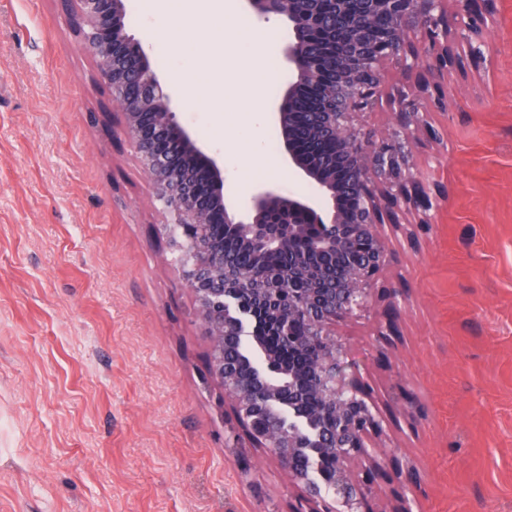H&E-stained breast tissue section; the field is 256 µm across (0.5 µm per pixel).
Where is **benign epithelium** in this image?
Returning a JSON list of instances; mask_svg holds the SVG:
<instances>
[{
  "label": "benign epithelium",
  "instance_id": "benign-epithelium-1",
  "mask_svg": "<svg viewBox=\"0 0 512 512\" xmlns=\"http://www.w3.org/2000/svg\"><path fill=\"white\" fill-rule=\"evenodd\" d=\"M60 2L75 16L77 36L120 106V130L150 180L204 335L236 336L259 347L267 332L277 331L288 337V350L312 354L310 380L301 387L274 364L268 366L279 372L274 380L232 371L223 350H217L208 373L223 388L224 403L237 422L250 424L254 446L266 449L288 480L303 486L305 512H336L318 481L329 456L336 460L331 488L344 512H374L370 481L380 447L372 439L382 424L330 326L365 306L388 263L381 228L400 223L382 199L403 203L417 212L418 223L429 224L433 201L448 198L445 186L427 189L412 172L416 133L440 140L433 126L422 122L421 110L441 101L430 87L463 64L462 56L448 49V31L475 42L471 59L491 54L480 24L493 15L494 0H481L480 12L476 0H456L452 15L448 0H332L328 11L320 8L321 0H245L256 21L276 16L288 22L281 53L292 80L263 112L280 129L281 157L300 175L303 190L284 197L261 183L240 208L224 195V161L177 121L172 91L151 71L144 44L128 30L125 0ZM381 15L389 19L384 38L369 42L366 28ZM387 60L400 65L403 87L393 91L399 100L396 126L375 140L356 116L382 95L381 67ZM306 94L317 100L309 123L294 111ZM312 142L337 147L343 166L313 161ZM230 248L286 252L293 261L281 282L303 278L310 287L288 293L285 302L262 268L231 264ZM301 318L307 329L292 332L293 321ZM310 396L321 410L302 415L297 408Z\"/></svg>",
  "mask_w": 512,
  "mask_h": 512
}]
</instances>
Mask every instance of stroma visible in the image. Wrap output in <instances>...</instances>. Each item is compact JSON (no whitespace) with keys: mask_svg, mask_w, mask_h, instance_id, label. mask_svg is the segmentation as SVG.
Segmentation results:
<instances>
[{"mask_svg":"<svg viewBox=\"0 0 512 512\" xmlns=\"http://www.w3.org/2000/svg\"><path fill=\"white\" fill-rule=\"evenodd\" d=\"M179 122L225 161L229 201L257 184L300 190L280 150L253 154L254 102L197 4L170 53L165 22L128 17ZM496 52L448 73L415 147L441 182L435 221L400 211L368 307L337 321L346 358L383 419L385 470L411 466L412 512H512V0H496ZM164 218L116 107L59 0H0V512H293L265 449L205 378L209 345L168 251Z\"/></svg>","mask_w":512,"mask_h":512,"instance_id":"1","label":"stroma"}]
</instances>
